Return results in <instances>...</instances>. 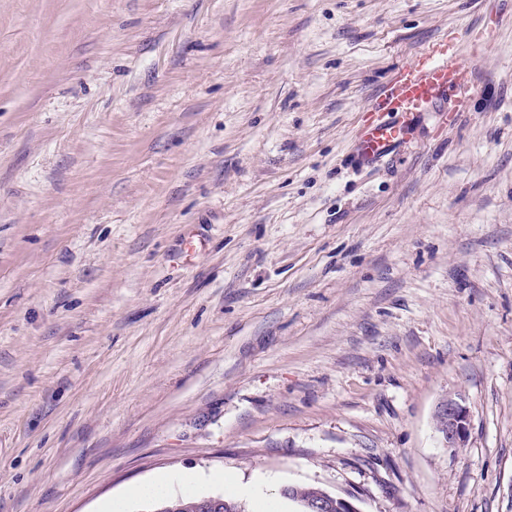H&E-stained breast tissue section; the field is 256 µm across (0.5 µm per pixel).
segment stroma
<instances>
[{"mask_svg":"<svg viewBox=\"0 0 512 512\" xmlns=\"http://www.w3.org/2000/svg\"><path fill=\"white\" fill-rule=\"evenodd\" d=\"M162 471L512 512V0H0V512ZM464 70L462 58L441 44L427 50L426 63L420 68L399 69L368 106L376 117L360 131L358 163L370 166L391 155L403 139L409 116L438 103V111L444 112L441 102L461 81ZM434 421L444 447H464L469 430V414L459 394L448 395L438 404Z\"/></svg>","mask_w":512,"mask_h":512,"instance_id":"35a3bbf8","label":"stroma"}]
</instances>
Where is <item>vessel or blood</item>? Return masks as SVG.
Returning a JSON list of instances; mask_svg holds the SVG:
<instances>
[{"instance_id":"b4317fda","label":"vessel or blood","mask_w":512,"mask_h":512,"mask_svg":"<svg viewBox=\"0 0 512 512\" xmlns=\"http://www.w3.org/2000/svg\"><path fill=\"white\" fill-rule=\"evenodd\" d=\"M464 70L462 58L440 44L427 50L421 67L399 69L368 107L373 118L360 131L358 163L370 166L391 155L403 138L408 117L441 103Z\"/></svg>"}]
</instances>
